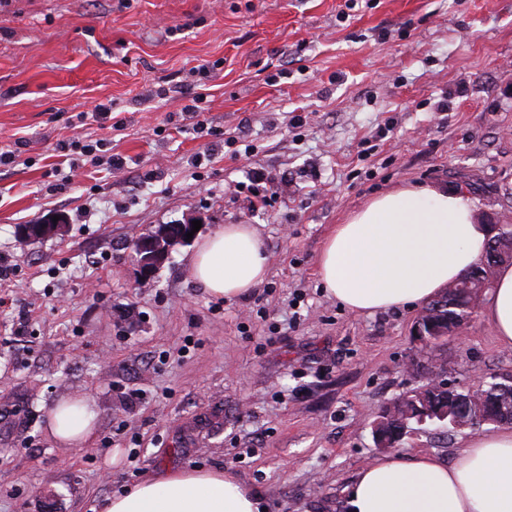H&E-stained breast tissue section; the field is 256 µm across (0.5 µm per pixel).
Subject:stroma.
<instances>
[{
  "mask_svg": "<svg viewBox=\"0 0 512 512\" xmlns=\"http://www.w3.org/2000/svg\"><path fill=\"white\" fill-rule=\"evenodd\" d=\"M4 152L0 512H99L189 470L265 512H347L422 345L417 308L349 312L318 257L409 185L512 224V0H0ZM54 215L63 234L19 245ZM194 220L257 228L265 281L211 297L189 242L145 272L132 238ZM440 353L456 384L512 378L482 314ZM84 396L91 440L54 442L50 409ZM473 435L426 425L393 452L451 463Z\"/></svg>",
  "mask_w": 512,
  "mask_h": 512,
  "instance_id": "35a3bbf8",
  "label": "stroma"
}]
</instances>
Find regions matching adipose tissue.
Wrapping results in <instances>:
<instances>
[{"instance_id":"ef3b65f1","label":"adipose tissue","mask_w":512,"mask_h":512,"mask_svg":"<svg viewBox=\"0 0 512 512\" xmlns=\"http://www.w3.org/2000/svg\"><path fill=\"white\" fill-rule=\"evenodd\" d=\"M490 236L469 197L403 187L336 225L319 255V276L329 295L355 314L423 306L483 260ZM189 263L208 294L233 299L265 279L269 255L254 227L228 224L204 237ZM482 314L499 343L512 348V265L495 269ZM95 417L89 398L62 400L49 412V434L61 444L87 443ZM347 506L349 512H512V427L475 437L450 464L428 453L375 459L359 471ZM101 512L260 508L233 475L177 471L107 499Z\"/></svg>"}]
</instances>
